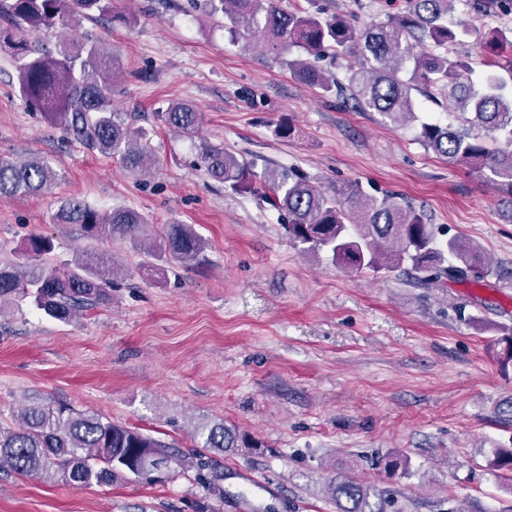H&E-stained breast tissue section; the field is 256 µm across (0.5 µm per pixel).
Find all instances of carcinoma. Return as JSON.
Instances as JSON below:
<instances>
[{
	"instance_id": "carcinoma-1",
	"label": "carcinoma",
	"mask_w": 512,
	"mask_h": 512,
	"mask_svg": "<svg viewBox=\"0 0 512 512\" xmlns=\"http://www.w3.org/2000/svg\"><path fill=\"white\" fill-rule=\"evenodd\" d=\"M210 14L228 20L233 40L260 42L300 81L333 93L344 107L376 112L394 125L418 121L412 92L433 90L460 115L458 127L422 122L417 140L436 155L455 161L512 195V30H495L489 40L497 49L502 77L487 73L475 83L467 76L469 62L448 56V44L475 32L469 24H448L454 0H403L402 10L387 21L364 27L340 15L285 12L278 0H207ZM482 15L512 10V0H473ZM93 13L110 16L109 0H0V48L17 63V85L25 102L63 127L69 139L107 157H118L133 172L147 173L155 164L147 132L126 122L112 109L117 63L98 41L66 40L47 49L28 40L30 30L66 28ZM427 50L414 54L412 43ZM297 48L301 56L288 53ZM355 58L358 69L343 83L316 67L322 55ZM411 64L410 76L400 73ZM163 127L192 137L200 113L187 102H173L157 113ZM200 163L213 181L235 192L261 193L273 208L288 216V237L304 253L326 252L339 266L356 272H420L423 285L444 277L479 286L494 269L472 241L453 236L441 242L422 214L395 194L374 196L357 183L328 188L303 177L264 169L238 160L224 148L204 143ZM59 173L37 155L0 158V199L49 191ZM54 224H78L91 238H131L145 253L163 261L190 266L199 260L206 241L191 224L164 226L156 238L140 232L148 220L137 210L114 207L100 211L75 197L63 200L52 215ZM50 239L33 236L24 251L34 256L25 265L0 264V305L17 297L31 299L45 315L67 321L88 306L110 302L114 267L105 258L82 256L55 264L45 258ZM17 428L0 426V470L53 482L61 476L75 486L110 484L129 475L164 482L171 474L195 472L208 495L224 497L222 474L203 454L186 455L178 448L102 416L50 404L25 406L15 415ZM199 447L220 452L256 448L258 442L224 423L196 430ZM336 512H385L381 495L364 482L336 475L327 485Z\"/></svg>"
}]
</instances>
